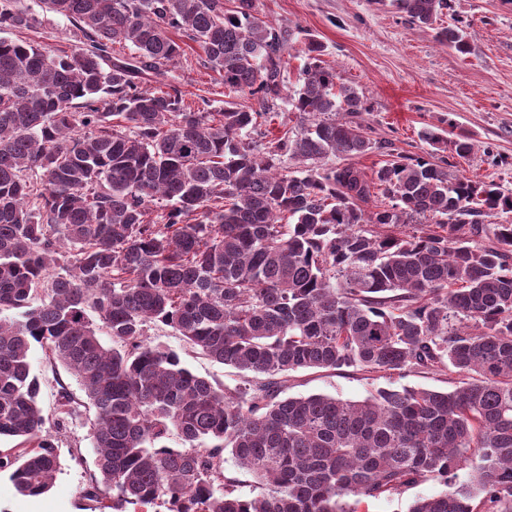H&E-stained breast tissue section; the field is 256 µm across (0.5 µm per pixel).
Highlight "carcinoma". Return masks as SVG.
<instances>
[{"label":"carcinoma","instance_id":"1","mask_svg":"<svg viewBox=\"0 0 512 512\" xmlns=\"http://www.w3.org/2000/svg\"><path fill=\"white\" fill-rule=\"evenodd\" d=\"M34 3L0 0V31L49 12L82 47L0 37V437L19 440L0 472L35 496L60 469L36 342L95 410L85 494H112L115 512H359L430 479L444 490L408 512H512V222H491L512 212V192L445 158L398 154L366 178L350 159L390 146L369 136L365 92L256 0ZM392 5L430 27L449 0ZM174 32L252 105L213 112L176 82L141 87L177 66ZM435 38L469 50L463 26ZM299 41L291 92L285 53ZM284 105L295 125L271 138ZM422 138L460 159L475 148L451 120ZM157 323L248 386L193 374L148 340ZM343 367L448 372L457 385L283 396L291 372ZM58 395L60 427L81 410ZM173 431L184 447L164 444ZM229 457L257 494L226 476Z\"/></svg>","mask_w":512,"mask_h":512}]
</instances>
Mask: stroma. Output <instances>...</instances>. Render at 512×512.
<instances>
[{
	"instance_id": "35a3bbf8",
	"label": "stroma",
	"mask_w": 512,
	"mask_h": 512,
	"mask_svg": "<svg viewBox=\"0 0 512 512\" xmlns=\"http://www.w3.org/2000/svg\"><path fill=\"white\" fill-rule=\"evenodd\" d=\"M257 6L270 22L299 26L321 41L324 66L336 69L343 83L363 89L371 105L363 119L373 140L390 142L402 155L437 160L441 151L419 133L455 123L475 143L468 159H455L457 171L512 189V0H450L439 22L467 28L469 50L464 54L438 43L432 29L410 23L390 0H257ZM40 19L28 38L60 51L74 48L66 19L50 13ZM184 50L174 70L183 91L223 109L224 85L218 74L204 67L197 44L186 43ZM150 339L174 349L198 376L230 389L242 383L237 370L185 348L170 327H153ZM29 360L40 382L45 431L57 448L61 468L35 502L20 495L8 473L0 472V512H100L98 502L84 495L96 458L86 418L70 420L61 429L55 425L58 386L78 399L83 392L64 368L49 363L40 344L31 345ZM402 387L446 392L454 384L448 376L416 370L382 376L346 368L292 373L287 393L356 401L380 388Z\"/></svg>"
}]
</instances>
